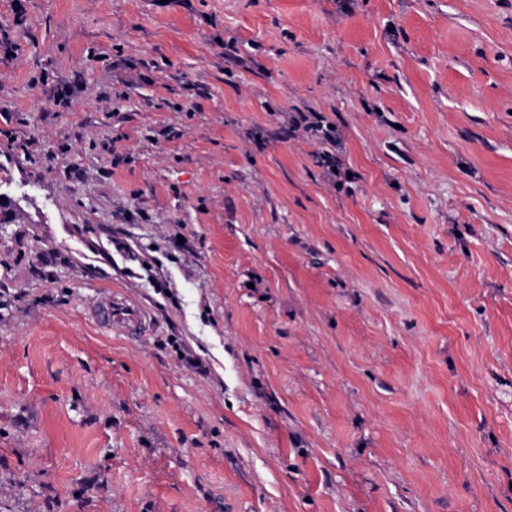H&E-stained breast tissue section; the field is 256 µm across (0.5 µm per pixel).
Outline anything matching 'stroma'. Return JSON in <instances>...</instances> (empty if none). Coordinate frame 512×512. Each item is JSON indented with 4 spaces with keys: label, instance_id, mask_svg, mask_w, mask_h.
<instances>
[{
    "label": "stroma",
    "instance_id": "stroma-1",
    "mask_svg": "<svg viewBox=\"0 0 512 512\" xmlns=\"http://www.w3.org/2000/svg\"><path fill=\"white\" fill-rule=\"evenodd\" d=\"M0 195V512H512V0H0ZM96 322L112 329L117 336H131L141 331L151 318L148 310L139 302L118 289H112L94 311Z\"/></svg>",
    "mask_w": 512,
    "mask_h": 512
}]
</instances>
